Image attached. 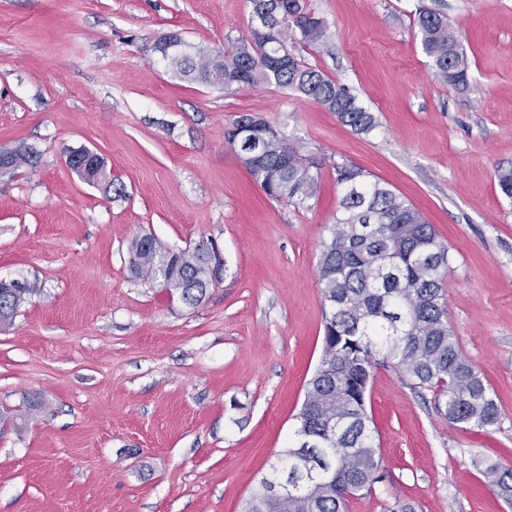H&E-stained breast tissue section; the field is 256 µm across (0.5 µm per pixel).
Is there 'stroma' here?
<instances>
[{"mask_svg":"<svg viewBox=\"0 0 512 512\" xmlns=\"http://www.w3.org/2000/svg\"><path fill=\"white\" fill-rule=\"evenodd\" d=\"M327 24L296 54L347 84L368 133L274 85L207 87L156 46L178 32L224 51L248 36V0H0V146L34 168L0 178V279L36 288L0 328V512H241L298 425L323 349L321 244L350 162L410 201L447 245L448 325L499 406L487 430L439 414L391 365L366 393L384 475L346 512H512L483 475L512 468V0H308ZM448 17L470 69L433 75L414 25ZM266 118L321 165L307 207L270 198L225 127ZM106 158L83 182L73 148ZM215 241L222 281L191 308L136 277L129 245ZM98 157L99 154L87 148L80 154L70 151L67 155V164L78 172L85 182L105 190L112 179L107 173V164H100Z\"/></svg>","mask_w":512,"mask_h":512,"instance_id":"35a3bbf8","label":"stroma"}]
</instances>
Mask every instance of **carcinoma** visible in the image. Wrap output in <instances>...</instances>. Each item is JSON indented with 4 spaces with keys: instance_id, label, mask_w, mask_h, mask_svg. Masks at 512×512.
Masks as SVG:
<instances>
[{
    "instance_id": "obj_1",
    "label": "carcinoma",
    "mask_w": 512,
    "mask_h": 512,
    "mask_svg": "<svg viewBox=\"0 0 512 512\" xmlns=\"http://www.w3.org/2000/svg\"><path fill=\"white\" fill-rule=\"evenodd\" d=\"M249 38L229 53L199 47L184 54L161 52L176 74L204 86L288 88L315 101L339 121L364 133L375 116L344 83L325 76L288 49V31L317 46L327 39L325 21L307 0H250ZM433 75L457 89L467 84L469 61L458 36L439 12L422 9L414 19ZM233 145L258 141L245 166L276 200L305 206L317 192L320 163L258 115L243 114L224 130ZM342 198L330 236L322 242L318 277L324 301V348L307 384L297 416L298 444L284 450L261 477L243 512H346L349 497L383 479L365 392L376 356L392 364L414 388L435 394V408L448 421L477 429L494 426L499 407L481 374L462 356L448 327L442 274L448 247L405 198L349 162L333 164ZM132 269L155 282L157 263L171 260V288L189 307L200 305L213 286L209 260L172 250L153 236L131 242ZM35 294L33 288L0 286V324L7 326ZM483 475L512 504V469L497 464ZM288 482L287 497L272 493Z\"/></svg>"
}]
</instances>
